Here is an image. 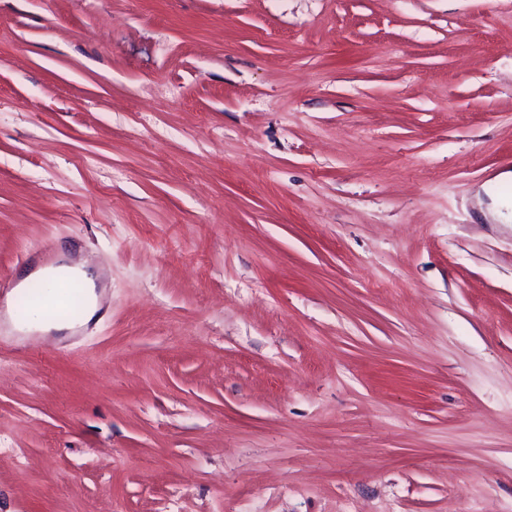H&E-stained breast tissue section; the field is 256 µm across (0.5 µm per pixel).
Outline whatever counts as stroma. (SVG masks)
<instances>
[{
	"label": "stroma",
	"mask_w": 512,
	"mask_h": 512,
	"mask_svg": "<svg viewBox=\"0 0 512 512\" xmlns=\"http://www.w3.org/2000/svg\"><path fill=\"white\" fill-rule=\"evenodd\" d=\"M512 0H0V512H512ZM62 276L78 278L84 286L85 309L79 324L90 321L100 309L99 296L96 293L98 274L88 271L82 266H71L67 264L40 266L23 275L18 282L17 288H24L27 283L39 279L48 287H54L56 281ZM56 295L44 299L42 309L46 313H52L56 308L65 304L71 298H75L78 296L79 292L82 295L81 286L76 281H63L60 282L57 286ZM79 290V292H78ZM37 315L35 318L24 320L26 325L22 326L15 314L10 301L7 302V315L13 324L14 328L20 332L31 333V332H50V331H70L75 328L76 323L70 321L59 320L51 317H47L40 312H35Z\"/></svg>",
	"instance_id": "1"
}]
</instances>
